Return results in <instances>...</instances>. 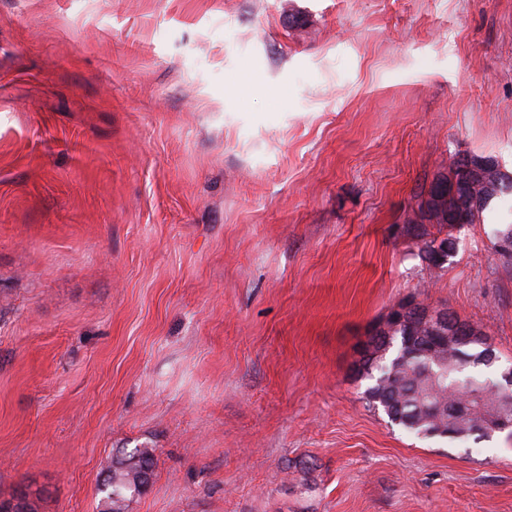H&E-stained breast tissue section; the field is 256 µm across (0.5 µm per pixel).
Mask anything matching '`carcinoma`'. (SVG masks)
I'll return each instance as SVG.
<instances>
[{
    "label": "carcinoma",
    "instance_id": "carcinoma-1",
    "mask_svg": "<svg viewBox=\"0 0 512 512\" xmlns=\"http://www.w3.org/2000/svg\"><path fill=\"white\" fill-rule=\"evenodd\" d=\"M465 163L458 159L448 173L440 174L458 185L455 220L473 224L487 204L498 194L512 190V176L495 173L490 189L474 190L464 182ZM448 252L441 257L432 249L437 238L424 242L421 258L430 270L442 269L458 251L457 240L446 237ZM412 346L397 343L389 361L362 358L367 373L377 371L367 398L382 408L390 423L423 439H446L459 444L477 445L490 439V424L505 416L512 421V393L503 397L495 382L475 376L478 367L495 366L498 355L487 335H471L453 345L436 340L419 321L411 332ZM153 449L137 448L125 458L112 462L103 478V512H126L127 502L142 493L137 477L142 469L152 470Z\"/></svg>",
    "mask_w": 512,
    "mask_h": 512
}]
</instances>
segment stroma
<instances>
[{
  "instance_id": "35a3bbf8",
  "label": "stroma",
  "mask_w": 512,
  "mask_h": 512,
  "mask_svg": "<svg viewBox=\"0 0 512 512\" xmlns=\"http://www.w3.org/2000/svg\"><path fill=\"white\" fill-rule=\"evenodd\" d=\"M512 0H0V497L100 512H512V432L422 440L358 371L407 299L512 361ZM464 166L465 163L460 158L453 162L448 169V173H440L438 176L447 182L455 181L459 186L458 199L451 204V207H460V205L463 207L457 209L454 217L455 221H461V224H473L494 197L504 191L512 190V177L509 174L496 171V184H493L491 189L474 190L470 184L463 181ZM437 239L438 237H433L429 241L424 242V245L421 248V258L427 263L429 270L443 269L447 262L450 264L451 259L456 256L458 251L457 240L451 235H448V237H446V240L448 241V252L441 257L435 256L432 246L437 241ZM152 466L153 449L150 448H136L127 457L112 460V467L100 486V492L104 494L103 512H125L126 503L144 490L137 482L139 472L145 468L150 473Z\"/></svg>"
}]
</instances>
